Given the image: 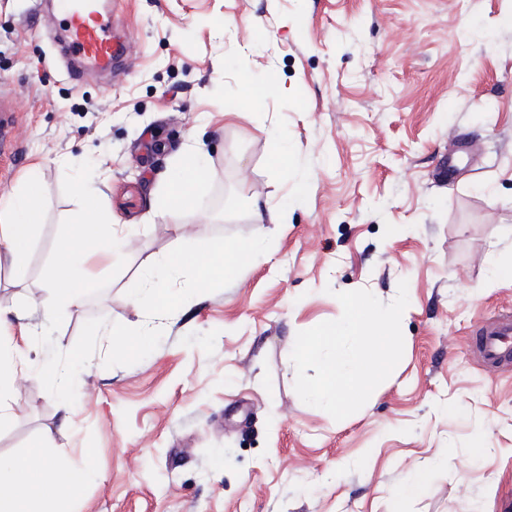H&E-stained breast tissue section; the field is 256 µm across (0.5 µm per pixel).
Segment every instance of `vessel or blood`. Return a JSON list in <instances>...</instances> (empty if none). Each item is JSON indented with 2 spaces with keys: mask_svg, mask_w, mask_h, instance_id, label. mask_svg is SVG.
I'll list each match as a JSON object with an SVG mask.
<instances>
[{
  "mask_svg": "<svg viewBox=\"0 0 512 512\" xmlns=\"http://www.w3.org/2000/svg\"><path fill=\"white\" fill-rule=\"evenodd\" d=\"M63 16L60 41L74 59L68 76L82 81L89 73H111L122 53V45L112 28L111 14L97 10L92 0H58ZM19 107L9 89L0 84V152L4 151L17 121ZM476 351L484 367L497 369L512 359V316L504 315L487 323L475 338Z\"/></svg>",
  "mask_w": 512,
  "mask_h": 512,
  "instance_id": "b4317fda",
  "label": "vessel or blood"
}]
</instances>
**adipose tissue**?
Here are the masks:
<instances>
[{
	"label": "adipose tissue",
	"instance_id": "1",
	"mask_svg": "<svg viewBox=\"0 0 512 512\" xmlns=\"http://www.w3.org/2000/svg\"><path fill=\"white\" fill-rule=\"evenodd\" d=\"M207 161L197 146L182 148L173 179L160 200L166 212L195 211L199 208L198 187L205 180ZM40 189L24 182L15 194L0 198V258L13 265L22 264L33 243L41 212L37 205ZM73 231L51 255L50 267L55 276L48 282L45 310L48 318L67 313L95 288L99 275L92 262L104 258L116 263L115 227L110 214L99 211L94 203H86L72 221ZM186 247L165 256H147L142 287L130 289V302L138 319L126 333L124 348L141 351L151 333L149 320L175 312L166 284L186 274L194 275L199 285L206 286L231 273L241 256L254 261L268 260L266 231H258L245 249H229L215 239L191 236L187 225H177ZM20 345L12 335L0 332V426L12 415L10 405L18 392L16 360ZM49 440L22 459L0 463V512H61V502L77 496L90 481L99 478L91 465L74 466L59 459L45 457Z\"/></svg>",
	"mask_w": 512,
	"mask_h": 512
}]
</instances>
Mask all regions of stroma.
I'll return each mask as SVG.
<instances>
[{"label":"stroma","mask_w":512,"mask_h":512,"mask_svg":"<svg viewBox=\"0 0 512 512\" xmlns=\"http://www.w3.org/2000/svg\"><path fill=\"white\" fill-rule=\"evenodd\" d=\"M26 8L0 0V83L21 106L0 196L40 181L43 221L22 267L0 262V306L30 332L0 457L49 434L47 457L93 463L100 478L65 512H506L512 362L485 369L470 338L512 315V279L490 278L512 255V0H122L121 64L78 84L54 14L30 23ZM189 143L209 160L201 211L155 212ZM82 185L128 234L50 320L49 256ZM281 205L270 261L170 281L178 311L125 352L127 292L146 256L179 246L176 222L242 248L255 207ZM403 280L390 377L340 421L303 403L297 333L340 317L337 293L388 303ZM57 367L72 386L45 376Z\"/></svg>","instance_id":"stroma-1"}]
</instances>
